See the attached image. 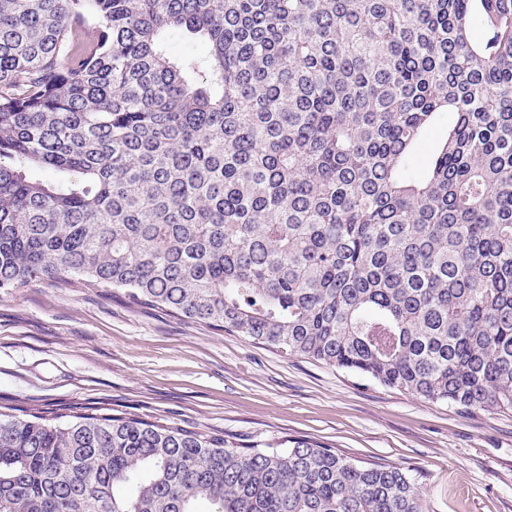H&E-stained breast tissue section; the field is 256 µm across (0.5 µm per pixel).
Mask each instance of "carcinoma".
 Returning a JSON list of instances; mask_svg holds the SVG:
<instances>
[{"instance_id": "1", "label": "carcinoma", "mask_w": 512, "mask_h": 512, "mask_svg": "<svg viewBox=\"0 0 512 512\" xmlns=\"http://www.w3.org/2000/svg\"><path fill=\"white\" fill-rule=\"evenodd\" d=\"M43 279L512 411V0H0V288ZM202 504L424 512L310 440L0 412V512Z\"/></svg>"}]
</instances>
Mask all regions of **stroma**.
I'll return each instance as SVG.
<instances>
[{
	"instance_id": "35a3bbf8",
	"label": "stroma",
	"mask_w": 512,
	"mask_h": 512,
	"mask_svg": "<svg viewBox=\"0 0 512 512\" xmlns=\"http://www.w3.org/2000/svg\"><path fill=\"white\" fill-rule=\"evenodd\" d=\"M0 406L135 416L244 446L307 439L402 468L425 512H512V412L466 414L112 288H0Z\"/></svg>"
}]
</instances>
